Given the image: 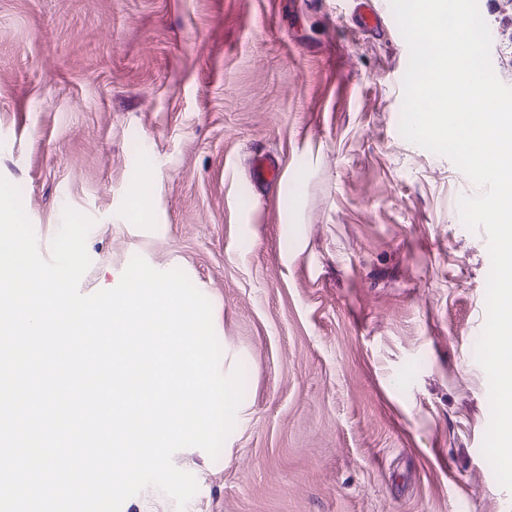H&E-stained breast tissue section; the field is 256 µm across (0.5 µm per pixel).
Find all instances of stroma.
<instances>
[{
  "label": "stroma",
  "instance_id": "obj_1",
  "mask_svg": "<svg viewBox=\"0 0 512 512\" xmlns=\"http://www.w3.org/2000/svg\"><path fill=\"white\" fill-rule=\"evenodd\" d=\"M483 2L512 83V0ZM352 8L0 0V176L41 255L88 215L82 294L136 255L182 269L245 370L218 458L173 456L185 510L149 487L121 512H512L482 453L487 238L458 211L480 189L401 134L407 44ZM262 150L283 171L257 190Z\"/></svg>",
  "mask_w": 512,
  "mask_h": 512
}]
</instances>
